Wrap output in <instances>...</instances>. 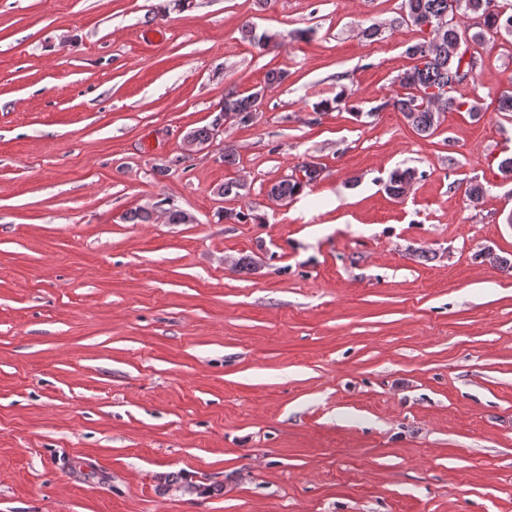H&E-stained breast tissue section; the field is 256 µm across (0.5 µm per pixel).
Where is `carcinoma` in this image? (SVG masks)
I'll return each mask as SVG.
<instances>
[{
	"instance_id": "obj_1",
	"label": "carcinoma",
	"mask_w": 512,
	"mask_h": 512,
	"mask_svg": "<svg viewBox=\"0 0 512 512\" xmlns=\"http://www.w3.org/2000/svg\"><path fill=\"white\" fill-rule=\"evenodd\" d=\"M401 22L427 31L422 40L408 46L406 53L412 65L398 76L405 93L384 101L379 109L391 107L403 114L421 136L433 135L440 126L441 116L449 111L473 112L477 106L455 96L462 85V74L476 82L477 58L470 53L471 44H480L485 34L501 31L512 33V0H404ZM474 14L483 18L484 29L473 35L462 19ZM244 40L262 50L281 47L286 36L279 32L257 33L252 23L241 27ZM261 92L248 94L230 91L224 96L221 111L238 116L236 124L248 126L256 118ZM419 173L414 168H397L385 185L393 198L405 196ZM315 178L306 182L281 179L272 183L269 192L286 199L300 195Z\"/></svg>"
}]
</instances>
